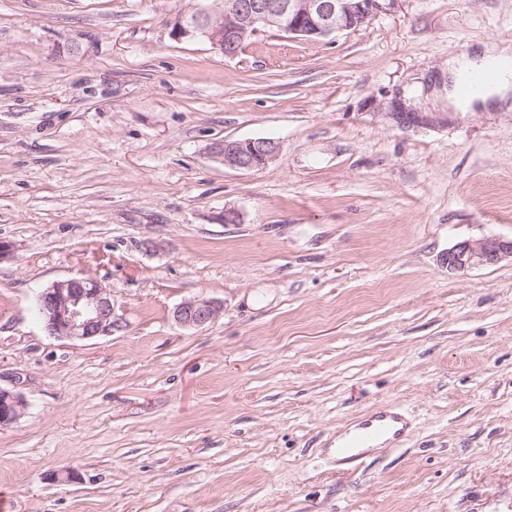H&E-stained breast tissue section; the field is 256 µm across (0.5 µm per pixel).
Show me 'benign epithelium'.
Wrapping results in <instances>:
<instances>
[{
    "mask_svg": "<svg viewBox=\"0 0 512 512\" xmlns=\"http://www.w3.org/2000/svg\"><path fill=\"white\" fill-rule=\"evenodd\" d=\"M398 0H210L175 18L171 35L177 40L201 39L233 58L239 42L268 29L286 30L307 41L332 39L358 30L381 12L394 8ZM389 115L402 127L430 122L427 112H414L401 99L388 106ZM280 142L271 138L226 137L212 154L231 168H263L279 155ZM512 259V238L484 237L464 240L448 249L443 261L451 273H464L479 266ZM41 323L49 335L66 341H92L112 333L119 325L112 299L92 277L54 281L36 299ZM222 304L216 300L191 299L174 310L183 327L199 328L212 322ZM25 407L22 396L0 386V428L16 422Z\"/></svg>",
    "mask_w": 512,
    "mask_h": 512,
    "instance_id": "1",
    "label": "benign epithelium"
}]
</instances>
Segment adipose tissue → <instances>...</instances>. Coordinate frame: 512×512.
Here are the masks:
<instances>
[{
    "label": "adipose tissue",
    "instance_id": "adipose-tissue-1",
    "mask_svg": "<svg viewBox=\"0 0 512 512\" xmlns=\"http://www.w3.org/2000/svg\"><path fill=\"white\" fill-rule=\"evenodd\" d=\"M498 60L507 62L512 60V47L492 45L486 47L484 52L475 56H460L450 58L448 61V108L453 112H471L475 109H489L493 104L501 103L512 95V74H505L501 80L485 90L476 98H464L458 93L460 77L464 71L484 66L488 61Z\"/></svg>",
    "mask_w": 512,
    "mask_h": 512
}]
</instances>
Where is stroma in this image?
I'll return each instance as SVG.
<instances>
[{
    "mask_svg": "<svg viewBox=\"0 0 512 512\" xmlns=\"http://www.w3.org/2000/svg\"><path fill=\"white\" fill-rule=\"evenodd\" d=\"M200 2L0 0V386L26 401L0 504L512 512V261H442L512 237V100L450 114L430 84L512 44V0H399L232 59L171 36ZM398 97L438 121L398 126ZM227 136L280 153L230 168ZM88 276L119 327L49 336L39 291ZM189 299L223 310L186 328ZM387 408L401 443L338 469L337 437ZM510 258L512 238L484 237L464 240L448 249L443 261L451 273H464L479 266L496 265Z\"/></svg>",
    "mask_w": 512,
    "mask_h": 512,
    "instance_id": "stroma-1",
    "label": "stroma"
}]
</instances>
